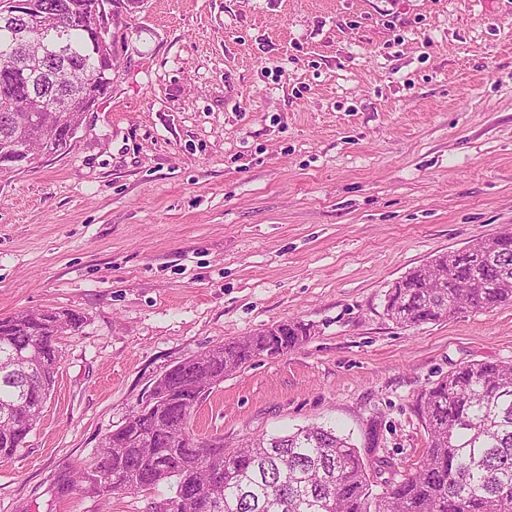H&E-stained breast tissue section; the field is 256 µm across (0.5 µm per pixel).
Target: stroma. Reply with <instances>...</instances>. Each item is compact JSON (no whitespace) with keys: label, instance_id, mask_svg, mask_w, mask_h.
Returning a JSON list of instances; mask_svg holds the SVG:
<instances>
[{"label":"stroma","instance_id":"obj_1","mask_svg":"<svg viewBox=\"0 0 512 512\" xmlns=\"http://www.w3.org/2000/svg\"><path fill=\"white\" fill-rule=\"evenodd\" d=\"M112 89L71 147L0 172V317L71 309L0 512H153L169 493L58 497L68 466L169 367L288 320L278 359L191 419L232 449L332 423L421 460L418 403L512 360V303L414 330L388 288L512 227V0H117Z\"/></svg>","mask_w":512,"mask_h":512}]
</instances>
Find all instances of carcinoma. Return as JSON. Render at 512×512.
Wrapping results in <instances>:
<instances>
[{"label": "carcinoma", "mask_w": 512, "mask_h": 512, "mask_svg": "<svg viewBox=\"0 0 512 512\" xmlns=\"http://www.w3.org/2000/svg\"><path fill=\"white\" fill-rule=\"evenodd\" d=\"M116 0H22L16 9L37 7L30 19L0 18V154L11 143L26 144L28 157L65 151L69 129L112 86L107 73L115 56V36L101 41L92 28L111 29ZM59 16L73 21L58 26ZM484 238L448 258L409 269L385 294L387 318L404 330L437 323L442 313L483 311L512 303V237L498 252L481 250ZM448 279L444 288L424 282ZM86 317L74 310L25 311L0 317V460L12 458L41 417L29 413L54 389L58 340L74 333ZM310 328L289 321L279 334L261 329L226 341L208 358L182 360L165 374L169 397L134 421L108 433L90 465L60 475L56 493L100 497L155 490L173 494L154 512H512V361L467 364L439 378L421 396L419 411L428 433L422 460L405 472L372 444L360 449L351 438L325 425H309L279 436H258L224 451L194 434L190 420L210 393L211 381H224L264 355L271 345L303 344ZM38 350L34 377L15 369L14 355ZM388 473L382 489L373 477Z\"/></svg>", "instance_id": "carcinoma-1"}]
</instances>
